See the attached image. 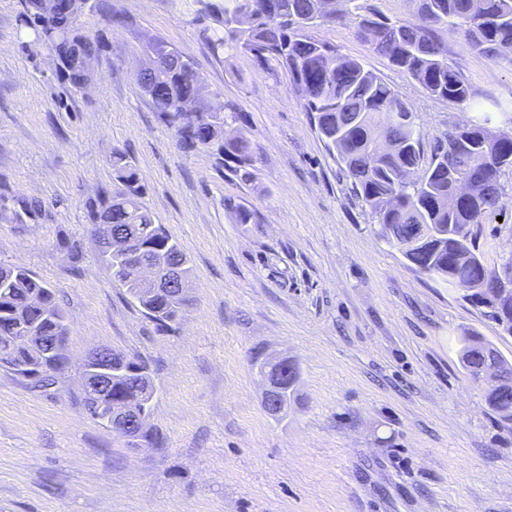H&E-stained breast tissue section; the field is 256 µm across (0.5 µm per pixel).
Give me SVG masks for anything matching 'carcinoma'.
I'll use <instances>...</instances> for the list:
<instances>
[{
    "mask_svg": "<svg viewBox=\"0 0 512 512\" xmlns=\"http://www.w3.org/2000/svg\"><path fill=\"white\" fill-rule=\"evenodd\" d=\"M22 23L37 37L57 32L51 45L60 60L59 73L79 90L94 77L89 62L98 42L82 30L81 15L70 0H23ZM193 21L214 54L230 46L251 56L263 68L284 74L303 101L328 150L352 179L353 190L379 225L387 242L419 273L465 290L463 298L512 335V293H495L501 281L512 284V258L490 265L477 244L479 224L506 198L503 177L512 176V157L495 148L502 133L490 127L492 117L464 120L428 142L415 117L392 88L358 58L341 54L312 35L326 24L350 23L357 38L373 52L416 81L434 98L467 111L475 102L468 80L448 65L441 32L463 33L467 48L495 63L512 66V0H416L413 21H395L347 0L351 9L327 17L325 0H193ZM143 52L159 57L157 65L137 75L154 111L174 130L184 151L210 149L219 165L244 179L253 175L256 150L247 135L232 127L236 115L202 110L196 124L185 125L180 103L189 97L214 99L190 58L157 37ZM112 170L123 189L112 198L90 204L91 235L109 278L125 288L159 328H171L190 305V291H154L139 277V265L154 261L182 268L191 279L190 261L179 242L142 201L138 174L126 152L112 151ZM233 223L254 224V213L235 202L225 204ZM129 230L130 255L108 253L104 232ZM34 331L38 340L25 339ZM70 324L58 291L18 265H0V367L29 381L33 388L54 383L62 356L54 345L66 346ZM459 361L475 379L488 365L498 368V385L486 402L502 421H512V362L474 333L460 336ZM112 381L89 377L82 405L88 416L104 422L117 400L136 411L151 410L154 387L147 364L135 356L112 351ZM259 373L289 405L299 370L286 361H265Z\"/></svg>",
    "mask_w": 512,
    "mask_h": 512,
    "instance_id": "cac0c4a2",
    "label": "carcinoma"
}]
</instances>
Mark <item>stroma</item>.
I'll list each match as a JSON object with an SVG mask.
<instances>
[{
	"mask_svg": "<svg viewBox=\"0 0 512 512\" xmlns=\"http://www.w3.org/2000/svg\"><path fill=\"white\" fill-rule=\"evenodd\" d=\"M111 2L129 23L85 16L101 53L76 91L19 0H0V210L42 204L22 223L0 220V264L57 289L72 325L70 367L53 385L0 368V512H512V422L458 355L469 330L512 360V336L386 242L284 75L241 52L216 58L188 6ZM315 35L364 60L426 139L465 120L351 26ZM155 37L238 114L257 152L250 180L180 150L153 111L136 74ZM447 43L482 107L512 105V67ZM116 148L193 269L192 305L164 332L106 275L90 237V202L119 187ZM228 199L257 223H233ZM478 243L488 263L512 256V202L484 219ZM100 346L148 364L152 444L82 409L79 366ZM274 356L300 372L281 418L266 413L254 369Z\"/></svg>",
	"mask_w": 512,
	"mask_h": 512,
	"instance_id": "35a3bbf8",
	"label": "stroma"
}]
</instances>
